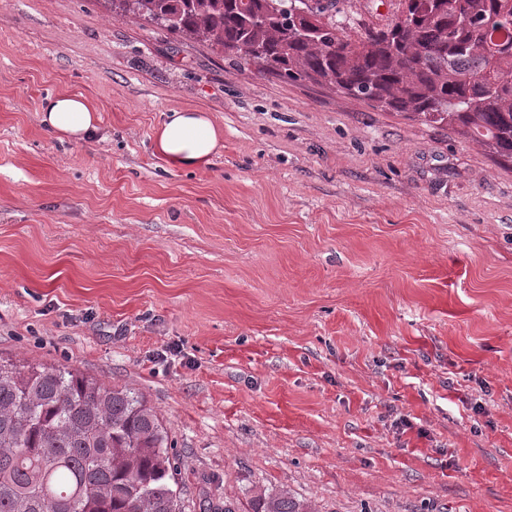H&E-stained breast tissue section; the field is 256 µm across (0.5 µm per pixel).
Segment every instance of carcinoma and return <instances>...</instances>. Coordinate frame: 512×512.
Segmentation results:
<instances>
[{"instance_id": "carcinoma-1", "label": "carcinoma", "mask_w": 512, "mask_h": 512, "mask_svg": "<svg viewBox=\"0 0 512 512\" xmlns=\"http://www.w3.org/2000/svg\"><path fill=\"white\" fill-rule=\"evenodd\" d=\"M262 72L315 78L512 158V0H400L354 41L336 0H122ZM156 412L66 367L0 361V512H177ZM253 512H310L282 490Z\"/></svg>"}]
</instances>
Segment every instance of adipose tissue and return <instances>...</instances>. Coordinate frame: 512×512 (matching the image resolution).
<instances>
[{
  "instance_id": "adipose-tissue-1",
  "label": "adipose tissue",
  "mask_w": 512,
  "mask_h": 512,
  "mask_svg": "<svg viewBox=\"0 0 512 512\" xmlns=\"http://www.w3.org/2000/svg\"><path fill=\"white\" fill-rule=\"evenodd\" d=\"M40 112L45 128L62 141H84L101 132L98 106L77 93L46 96ZM223 146L222 128L204 112L171 110L153 133L154 153L172 171L206 168Z\"/></svg>"
}]
</instances>
